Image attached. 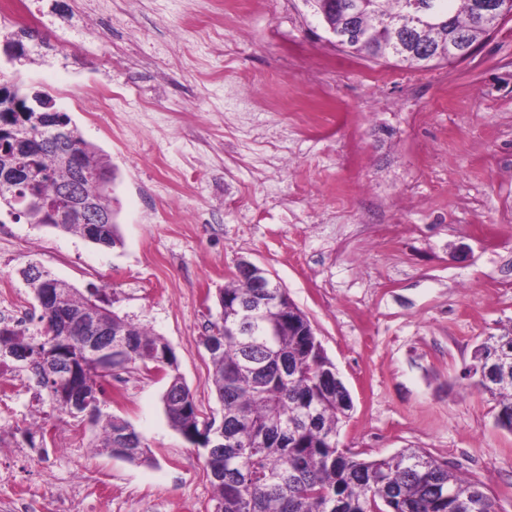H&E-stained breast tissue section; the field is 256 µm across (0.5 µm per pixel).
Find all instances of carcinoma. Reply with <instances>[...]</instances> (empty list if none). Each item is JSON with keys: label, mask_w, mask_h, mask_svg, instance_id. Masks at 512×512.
Listing matches in <instances>:
<instances>
[{"label": "carcinoma", "mask_w": 512, "mask_h": 512, "mask_svg": "<svg viewBox=\"0 0 512 512\" xmlns=\"http://www.w3.org/2000/svg\"><path fill=\"white\" fill-rule=\"evenodd\" d=\"M326 27L343 30L349 24L353 0H306ZM356 24L360 38L348 45L353 52L376 60L393 59L414 68L448 63V44L456 41L478 48L497 24L475 18L477 0H359ZM433 6L441 23L416 31V40L429 52L425 60L390 49L393 22L411 11L412 4ZM28 91L16 81L0 82V110L13 100L25 105ZM47 106L28 105L23 118L0 127V172L21 166L25 174L3 193L16 220L48 226L51 213L28 205L31 194L55 202L67 188L86 198L111 197L97 173L112 166L72 124L66 112H55L56 124L70 131L87 175L75 180L57 147L43 138ZM52 228L78 234L93 244L113 248L121 244L115 224H89L75 215ZM33 290L51 288L57 278L30 264L21 270ZM224 303L208 323L201 343L208 351L211 381L221 405V420L200 419L190 390L178 372L169 344L160 336L104 310L96 328L126 346L98 354L83 350L79 319L91 298L68 283L59 286V300L41 307L38 324L29 328L0 320V362L9 363L13 376L29 374L34 399L57 413L80 419L73 397L89 400V428L97 431V453L130 463L150 465L153 452L130 422L108 411L106 386L112 371L140 365L166 372L171 391L163 396L171 427L205 449V465L213 488L214 512H496L483 484L462 478L420 448H406L394 456L365 460L339 446L340 423L352 409L335 365L326 357L310 322L290 310L277 321L284 297L263 300L236 279L223 289ZM256 306L276 319L274 336H242L237 323L242 309ZM494 370L478 386L497 399L503 429L512 432V332L490 336L480 347ZM224 429V447L208 448V432ZM130 436L132 448L119 447Z\"/></svg>", "instance_id": "carcinoma-1"}]
</instances>
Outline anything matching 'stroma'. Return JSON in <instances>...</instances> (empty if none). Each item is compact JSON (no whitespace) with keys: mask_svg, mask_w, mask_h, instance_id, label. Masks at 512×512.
Segmentation results:
<instances>
[{"mask_svg":"<svg viewBox=\"0 0 512 512\" xmlns=\"http://www.w3.org/2000/svg\"><path fill=\"white\" fill-rule=\"evenodd\" d=\"M35 0L43 27L0 18L24 65L115 173L121 246L0 212V303L40 309L20 271H49L173 349L204 417L220 406L201 343L238 261L268 269L348 389L341 446L420 448L512 512V433L464 376L512 329V17L471 57L409 69L351 55L306 0ZM38 29L39 41L28 30ZM110 81L112 109L79 90ZM0 409V512H212L201 448L175 431L167 381L117 371L110 409L150 444L139 466L44 418L27 378Z\"/></svg>","mask_w":512,"mask_h":512,"instance_id":"obj_1","label":"stroma"}]
</instances>
